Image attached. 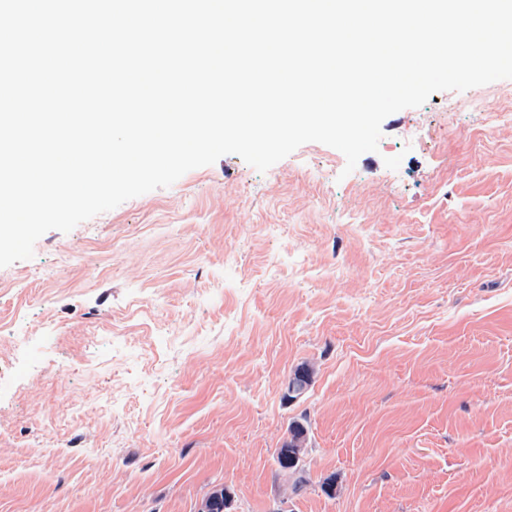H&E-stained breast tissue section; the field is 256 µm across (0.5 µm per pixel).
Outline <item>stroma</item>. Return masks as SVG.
I'll use <instances>...</instances> for the list:
<instances>
[{
  "label": "stroma",
  "instance_id": "stroma-1",
  "mask_svg": "<svg viewBox=\"0 0 512 512\" xmlns=\"http://www.w3.org/2000/svg\"><path fill=\"white\" fill-rule=\"evenodd\" d=\"M345 166L228 154L0 268V512H512V79ZM288 434H289L288 438L284 441V443L282 444L281 448H288V453H290V448H296V453L295 454L290 453L293 456V459H294L293 465H295L299 461V458L301 456V452L303 450V448H297L295 446L296 442L301 440V439H302L301 442H305L306 441L307 430H306L305 426L302 423L294 421L288 427ZM281 448H280V450H281ZM276 460L278 462V465H279L280 469L284 468V465L286 466L284 468L285 472H288V468H291V458H290L289 454H288V459L287 460L282 458V460L284 462V465L281 463V457L279 455H277ZM298 465H299V463L295 467L291 468L290 471L292 473L294 471H296Z\"/></svg>",
  "mask_w": 512,
  "mask_h": 512
}]
</instances>
